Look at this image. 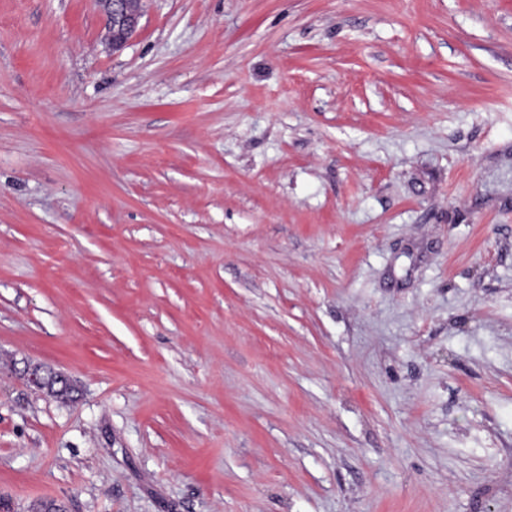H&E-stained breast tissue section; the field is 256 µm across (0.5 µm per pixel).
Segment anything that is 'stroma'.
<instances>
[{
  "mask_svg": "<svg viewBox=\"0 0 512 512\" xmlns=\"http://www.w3.org/2000/svg\"><path fill=\"white\" fill-rule=\"evenodd\" d=\"M105 22L0 0V501L512 512V0ZM25 377L27 382L37 388L46 390L49 395L60 397V398H68L65 392H58L51 386H45L48 385H55L60 390H66L68 391L70 389V385L67 381V377L61 373H52L45 371L42 366L40 365H28L25 370ZM45 386V387H44Z\"/></svg>",
  "mask_w": 512,
  "mask_h": 512,
  "instance_id": "35a3bbf8",
  "label": "stroma"
}]
</instances>
